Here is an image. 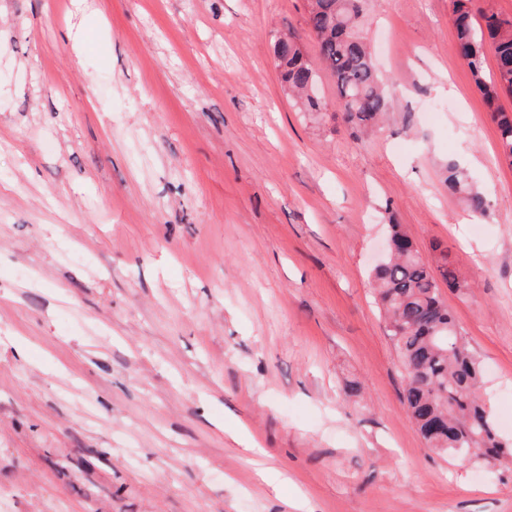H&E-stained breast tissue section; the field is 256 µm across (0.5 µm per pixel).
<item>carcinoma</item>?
<instances>
[{
    "mask_svg": "<svg viewBox=\"0 0 512 512\" xmlns=\"http://www.w3.org/2000/svg\"><path fill=\"white\" fill-rule=\"evenodd\" d=\"M367 0H309L306 24L315 35L318 62L306 59L295 40L274 45L282 82L295 92L303 112H321L322 100L305 95L317 83V68L329 73L336 99L344 102V121L364 131L387 112L389 92L380 78L362 34ZM460 57L484 95L497 122L501 155L512 163V113L497 105L500 94H512V19L492 8H480L474 21L471 0H452ZM493 48L495 79H485V54ZM448 190L464 195L470 212L485 218L490 201L468 183L454 162L445 169ZM392 249L374 269L376 303L404 375L403 403L428 448L440 454L485 459L512 456V441L501 437L481 395L482 366L458 330L440 296L428 262L417 252L401 225H390Z\"/></svg>",
    "mask_w": 512,
    "mask_h": 512,
    "instance_id": "obj_1",
    "label": "carcinoma"
}]
</instances>
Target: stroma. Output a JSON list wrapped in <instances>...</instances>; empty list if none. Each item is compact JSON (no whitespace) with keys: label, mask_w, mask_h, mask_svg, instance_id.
<instances>
[{"label":"stroma","mask_w":512,"mask_h":512,"mask_svg":"<svg viewBox=\"0 0 512 512\" xmlns=\"http://www.w3.org/2000/svg\"><path fill=\"white\" fill-rule=\"evenodd\" d=\"M307 6L0 0V512H512V457L406 419L372 285L393 224L453 264L512 439V163L452 4L368 0L392 100L363 136L280 80L279 33L317 56ZM445 183L453 193H462L470 212L477 218H486L490 212V201L479 189L468 183V176L457 163L450 162L445 169Z\"/></svg>","instance_id":"1"}]
</instances>
